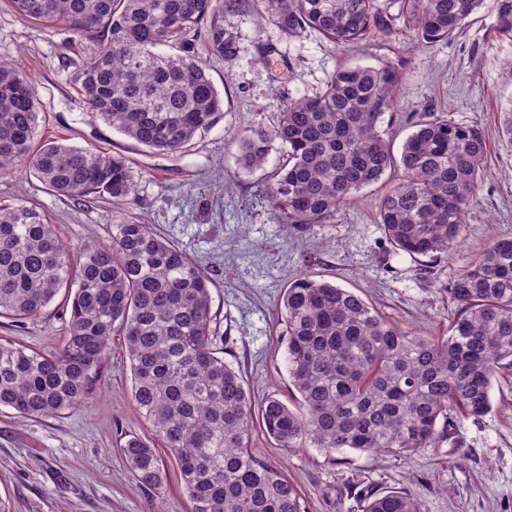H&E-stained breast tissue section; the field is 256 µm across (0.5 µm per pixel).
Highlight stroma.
Here are the masks:
<instances>
[{
  "instance_id": "obj_1",
  "label": "stroma",
  "mask_w": 512,
  "mask_h": 512,
  "mask_svg": "<svg viewBox=\"0 0 512 512\" xmlns=\"http://www.w3.org/2000/svg\"><path fill=\"white\" fill-rule=\"evenodd\" d=\"M393 16L389 36L350 48L315 31L281 35L262 19L255 0L224 15L238 36L234 64L211 55L205 30L195 50L224 98V118L178 153L149 150L93 120L80 90V70L94 42L73 48L58 23H35L0 0V61L14 62L38 87L44 109L39 136L94 147L126 159L137 184L119 204L77 203L49 191L32 171H0V199L35 204L71 247L103 242L111 224H147L186 250L213 275L214 347L239 368L255 398L293 403L278 318L281 295L300 274L354 291L389 321L421 336H444L454 310L443 292L484 251L491 237L512 238V145L501 139L500 112L512 103V33L497 25L499 0H484L460 32L427 44L397 20L396 0H375ZM275 52L261 55L265 43ZM390 63L401 74L396 98L378 122L393 146L425 109L480 129L487 142L481 181L462 241L428 260L395 253L375 222V200L402 171L353 195L326 224L281 223L264 193L282 162L272 148L263 169L238 162V139L272 124L280 102L319 93L339 66ZM0 336L39 351L59 350L66 336L61 300L22 324L0 318ZM491 409L460 421L440 447L408 456L354 450L328 457L314 448L275 447L254 430L250 450L277 467L298 489L308 512H360L359 495L405 491L423 512H512V371L498 374ZM133 436H157L131 400L122 337L96 372L90 395L60 418L30 419L0 406V501L9 512H192L175 464L160 489L140 486L121 448Z\"/></svg>"
}]
</instances>
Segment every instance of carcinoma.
I'll return each mask as SVG.
<instances>
[{"mask_svg":"<svg viewBox=\"0 0 512 512\" xmlns=\"http://www.w3.org/2000/svg\"><path fill=\"white\" fill-rule=\"evenodd\" d=\"M21 16L68 26L100 47L80 73L93 117L138 144L177 153L223 116L224 99L188 34L205 26L211 52L238 57L224 11L236 0H10ZM283 35L312 29L348 47L390 24L373 0H261ZM483 0H402L400 18L425 43L458 33ZM512 32V0H499ZM170 43L178 52L155 51ZM401 82L387 63L341 66L324 89L290 100L273 123L239 139V163L264 167L272 146L285 162L267 197L289 224H324L358 190L402 170L376 202L392 248L411 257L448 252L465 230L486 142L482 132L427 110L400 156L377 125ZM35 83L0 61V169L27 166L59 196L120 202L136 192L126 162L92 148L36 142ZM211 273L146 224H110L108 241L77 250L23 201L0 202V317L22 323L67 291V338L55 352L0 339V406L56 418L88 398L112 337H123L131 397L173 455L192 512H307L298 489L249 451L254 425L279 448H345L410 456L434 448L464 419L490 409V389L512 367V239L494 238L444 286L455 305L448 335L415 336L355 292L310 276L280 302L292 407L257 401L213 346ZM134 479L159 489L166 466L138 437L122 448ZM362 512H423L403 491L367 494Z\"/></svg>","mask_w":512,"mask_h":512,"instance_id":"1","label":"carcinoma"}]
</instances>
